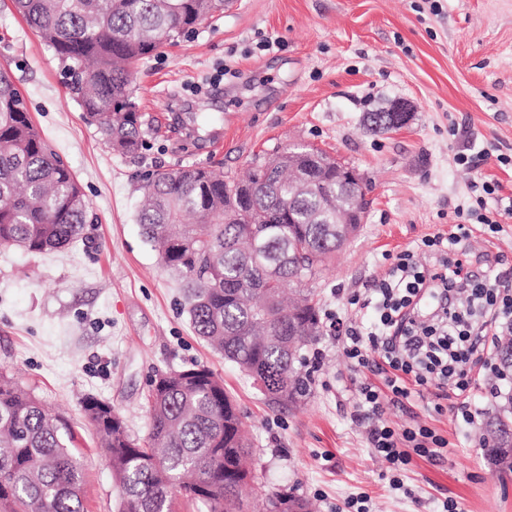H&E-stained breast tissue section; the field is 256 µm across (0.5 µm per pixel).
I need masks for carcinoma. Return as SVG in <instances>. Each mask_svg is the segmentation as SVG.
Wrapping results in <instances>:
<instances>
[{
  "mask_svg": "<svg viewBox=\"0 0 512 512\" xmlns=\"http://www.w3.org/2000/svg\"><path fill=\"white\" fill-rule=\"evenodd\" d=\"M54 51L66 88L112 151L145 146L132 66L165 39L224 13L226 0H11ZM311 147L276 148L242 179L205 166L158 168L143 184L138 223L184 288L197 336L248 375L273 404L305 395L298 366L319 333L309 291L285 288L319 276L360 225L336 223V172ZM317 173L329 190L294 194ZM289 203L292 215L281 212ZM90 206L68 164L33 123L14 80L0 68V247L44 253L84 237ZM82 409L108 455L117 512H308L305 500L255 485L249 438L224 382L205 366L165 373L145 399L149 431L133 437L112 405ZM500 463L512 469V410L489 423ZM84 475L69 424L0 374V512H84Z\"/></svg>",
  "mask_w": 512,
  "mask_h": 512,
  "instance_id": "cac0c4a2",
  "label": "carcinoma"
}]
</instances>
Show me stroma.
Here are the masks:
<instances>
[{"label": "stroma", "instance_id": "stroma-1", "mask_svg": "<svg viewBox=\"0 0 512 512\" xmlns=\"http://www.w3.org/2000/svg\"><path fill=\"white\" fill-rule=\"evenodd\" d=\"M232 0L224 14L131 69L148 133L136 158L111 152L68 94L59 63L0 0V67L20 88L33 122L74 171L96 217L87 237L50 253L0 248V372L73 427L84 472L85 512H114L117 490L81 401L111 404L129 432H148L145 398L158 373L207 366L235 399L255 450L263 490L333 512L366 493L374 512H413L422 501L458 502L462 512H512V470L489 462L484 423L512 396V380L491 397L490 371L473 380V425L429 400L389 407L395 424L429 425L448 457H413L392 490L372 459L366 424L354 416L357 373L321 326L318 363L294 404L275 406L237 365L199 339L183 310V288L141 233V174L203 165L244 175L253 160L294 144L319 148L369 184L357 235L311 286L320 311L385 275V254L447 233L471 185L499 183L512 196V0ZM277 37L273 52L257 42ZM227 74L220 86L209 78ZM413 107L408 125L370 133L367 113L395 100ZM489 150L475 171L464 149ZM509 164H501V157Z\"/></svg>", "mask_w": 512, "mask_h": 512}]
</instances>
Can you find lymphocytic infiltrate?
Masks as SVG:
<instances>
[{"instance_id":"1","label":"lymphocytic infiltrate","mask_w":512,"mask_h":512,"mask_svg":"<svg viewBox=\"0 0 512 512\" xmlns=\"http://www.w3.org/2000/svg\"><path fill=\"white\" fill-rule=\"evenodd\" d=\"M481 188L474 205L456 207L448 235L421 240L418 251L438 256L433 265L420 264L416 251H403L382 279L347 299L344 312L326 316L345 357L372 374L358 382L357 408L368 423L370 452L387 463L395 490L404 489L413 457L444 460L448 441L425 425L392 426L388 406L433 388L450 390L459 398L452 408L456 419L473 423L476 412L465 398L473 369H492L500 333L512 331V288L496 263L487 262L479 274L467 269L473 223L499 233L512 218V199L501 200L498 184ZM492 199L498 202L493 209ZM359 315L370 317L369 327H357Z\"/></svg>"}]
</instances>
